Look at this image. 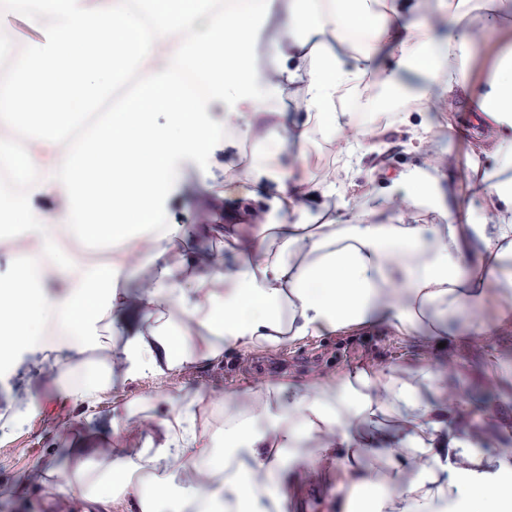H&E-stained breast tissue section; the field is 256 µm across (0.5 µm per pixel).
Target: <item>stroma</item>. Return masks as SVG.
<instances>
[{"mask_svg":"<svg viewBox=\"0 0 512 512\" xmlns=\"http://www.w3.org/2000/svg\"><path fill=\"white\" fill-rule=\"evenodd\" d=\"M289 36L280 10L255 20L250 46L252 87L264 111L285 112L288 123L300 125L309 119L302 84L286 85L277 95L271 92L273 62ZM490 59L487 49H477L465 67V88L457 89L451 97L443 94L437 82L430 94H417L422 78L403 72L404 88L390 104L391 119L385 128L393 148L387 169L372 167L368 154L352 156L347 150L336 149L330 134H312L303 147L289 139H277L269 148L292 184L314 180L317 168L325 161L338 162L341 176L335 195L323 203H312L311 211L340 224L360 200L394 189L402 172L426 168L431 153L455 159L447 168L450 203L471 210L477 217L488 214L496 201L474 195L471 165L477 161L484 170L497 168L492 148L500 130L472 125L474 111L466 100L468 87L484 79ZM249 122V117H242L237 129L227 135L218 154L220 167L206 170L197 164L188 166L185 177L166 199L168 223L209 224L220 210L224 223L229 224L243 213L246 200L231 196L218 202L212 190L235 182L237 169L250 167L259 152V145L247 142ZM153 270L152 263L144 259L123 273L119 286L126 301L112 313V338L105 348H83L77 335L63 344L48 337L20 342L8 356L0 358V489H21L17 497L0 498V512H42L45 490L56 485L55 474L65 470L70 449L106 448L119 456L125 449L137 447L134 430L138 417L147 415L157 421L175 405L191 411L197 426L220 443L224 440V410L204 402L210 391L232 389L245 394L271 380L311 383L357 368H399L408 359L453 364L455 378L469 394H487L497 407L494 419L476 415L473 420L471 439L476 449L488 456L500 455L496 446L500 439L512 448V318L499 322L498 339L490 345L465 341L467 317L461 314L447 320L452 341L443 351L423 338L385 326L350 328L278 347L231 348L217 357L171 370L128 374L122 369V348L130 330L141 325L135 306ZM92 361L113 367L110 382L90 402L67 396L59 379H68L71 388H80L86 366ZM115 415L123 424L114 432L109 421ZM35 467L46 473L39 488L24 483L27 472Z\"/></svg>","mask_w":512,"mask_h":512,"instance_id":"35a3bbf8","label":"stroma"}]
</instances>
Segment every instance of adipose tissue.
<instances>
[{
    "instance_id": "ef3b65f1",
    "label": "adipose tissue",
    "mask_w": 512,
    "mask_h": 512,
    "mask_svg": "<svg viewBox=\"0 0 512 512\" xmlns=\"http://www.w3.org/2000/svg\"><path fill=\"white\" fill-rule=\"evenodd\" d=\"M331 25L340 33L364 32L370 41L344 58L328 46L302 52L286 43L275 69L283 83H302L312 125L288 135L306 145L311 131L353 129L347 147L368 150L371 131L355 116L336 108L342 92L367 75L398 88L401 70L443 79L454 92L464 81L459 63L479 47H491L497 15L478 16L447 43L427 47L429 26L408 20L407 0H328ZM30 24L46 32L47 42L26 47L11 85L0 93V123L28 130L26 142L0 156V165L26 178L23 194L0 199V221L22 225L15 276L0 282V349L28 336L32 325L47 324L56 337L79 332L89 347L101 344L98 325L124 298L116 283L123 265L80 266L61 260L44 270L41 250L72 234L103 250L136 247L140 237L165 227L155 244L150 286L138 310L149 321L147 334L130 336L123 354L129 371L173 369L214 357L239 345L277 346L308 336L381 324L413 336L434 311L454 316L477 311L468 320L470 336L493 335L482 317L485 289L496 281L512 288V44L492 49L493 71L474 104L506 136L495 145L497 170L481 174L476 193L493 196L491 219L473 222L468 210H449L444 224H367L363 218L391 209L442 202L440 176L420 169L400 174L402 195L366 198L350 211L347 223H315L310 202L332 195V182L318 180L297 205L288 193L278 161L261 154L251 170L253 183L273 194L260 231L244 225L197 224V236L219 238L238 254L233 268L199 264L183 255L186 232L164 224L160 200L183 177L188 162L217 164L219 127H236L252 113L274 139L277 125L261 111L249 89L253 29L210 0H146L144 10L128 0H34ZM194 33L179 41V30ZM396 65L382 66L386 51ZM197 72L208 87L195 96L181 81L179 67ZM137 70L135 90L121 98L92 129L87 144L75 145L71 131L81 114L109 96ZM26 100L33 119L23 122L14 104ZM223 107L216 124L212 105ZM166 123H159V116ZM195 284L185 298L177 277ZM402 378L384 370L358 369L317 383L277 381L252 391V407L241 393H224V445L198 431L188 412L172 410L156 436L134 454L112 457L90 448L74 449L72 468L56 492L70 490L80 512H108L119 504L128 512H158L166 496L169 512H288L298 477L320 458L336 460L337 512H512V496L497 494L512 484V459L475 453L471 440L449 429L457 409L440 389L428 402L417 394L421 383L439 385L443 372L418 364ZM403 414L408 430L385 431L383 416ZM376 458L365 467L360 457ZM417 456L419 476L399 482L398 464ZM398 485L397 493L382 489Z\"/></svg>"
}]
</instances>
